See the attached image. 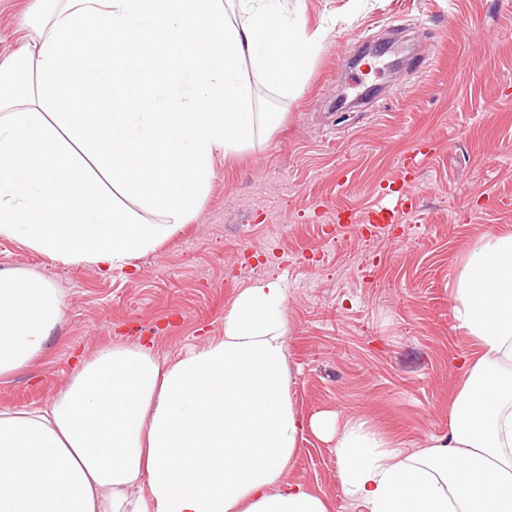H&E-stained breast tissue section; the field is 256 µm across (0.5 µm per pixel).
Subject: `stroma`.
Returning a JSON list of instances; mask_svg holds the SVG:
<instances>
[{
  "label": "stroma",
  "mask_w": 512,
  "mask_h": 512,
  "mask_svg": "<svg viewBox=\"0 0 512 512\" xmlns=\"http://www.w3.org/2000/svg\"><path fill=\"white\" fill-rule=\"evenodd\" d=\"M0 0V54L30 34L31 6ZM321 48L300 90L279 95L248 73L255 109L275 128L241 154L217 156L196 219L132 266L68 267L0 238V270L39 273L65 312L44 357L0 381V409L48 404L80 357L124 342L172 361L224 332V311L245 288L280 279L287 295L291 393L304 418L362 416L411 453L448 433L472 340L452 316L455 276L470 247L512 232V0H289ZM340 15L350 21L333 27ZM419 42L400 72L386 58L344 68L347 56L393 28ZM377 86L368 103L336 107L338 91ZM427 146L417 176L398 164ZM405 210L359 234L383 192ZM357 224L337 228V213ZM333 441L305 431L289 473L319 489L331 512H352Z\"/></svg>",
  "instance_id": "obj_1"
}]
</instances>
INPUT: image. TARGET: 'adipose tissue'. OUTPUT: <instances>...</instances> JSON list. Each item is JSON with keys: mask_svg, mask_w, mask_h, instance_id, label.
I'll return each mask as SVG.
<instances>
[{"mask_svg": "<svg viewBox=\"0 0 512 512\" xmlns=\"http://www.w3.org/2000/svg\"><path fill=\"white\" fill-rule=\"evenodd\" d=\"M58 2L0 56V238L121 269L195 218L215 153L273 123L244 65L295 93L321 38L280 0ZM285 304L280 280L259 281L225 310L223 336L170 365L113 344L48 405L0 410V512H329L288 480L308 428L333 440L354 512H512V233L480 238L457 274L453 318L478 353L447 435L410 454L366 418L297 413ZM62 318L52 282L0 271V380Z\"/></svg>", "mask_w": 512, "mask_h": 512, "instance_id": "ef3b65f1", "label": "adipose tissue"}]
</instances>
